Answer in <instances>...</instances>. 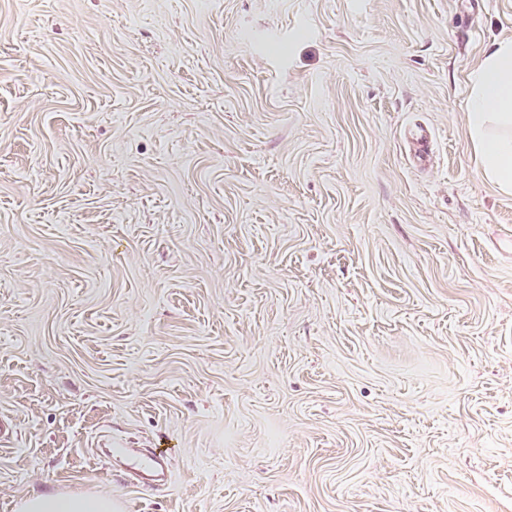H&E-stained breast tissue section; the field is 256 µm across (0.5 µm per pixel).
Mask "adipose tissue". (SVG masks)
<instances>
[{"mask_svg":"<svg viewBox=\"0 0 512 512\" xmlns=\"http://www.w3.org/2000/svg\"><path fill=\"white\" fill-rule=\"evenodd\" d=\"M468 120L477 138L482 171L505 190L512 189V42L488 55L473 79ZM20 512H119L111 497L86 494H35L24 497Z\"/></svg>","mask_w":512,"mask_h":512,"instance_id":"adipose-tissue-1","label":"adipose tissue"}]
</instances>
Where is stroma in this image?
<instances>
[{
	"label": "stroma",
	"mask_w": 512,
	"mask_h": 512,
	"mask_svg": "<svg viewBox=\"0 0 512 512\" xmlns=\"http://www.w3.org/2000/svg\"><path fill=\"white\" fill-rule=\"evenodd\" d=\"M503 41L512 0H0V512H512ZM468 106V120L477 138L482 171L503 190L512 189V42L499 43L477 70ZM496 119L508 134H488ZM412 144L411 157L413 162L424 165L431 160L433 136L429 129L415 126L409 130ZM413 151V152H412ZM165 455L158 453L154 454L152 458H149L147 460H132L133 468L138 471H145L147 476L150 477H159L162 476L163 478H166L171 473L172 463L169 459L167 461H164L162 458H164ZM111 496L86 494H35L24 497L20 512H119Z\"/></svg>",
	"instance_id": "obj_1"
}]
</instances>
